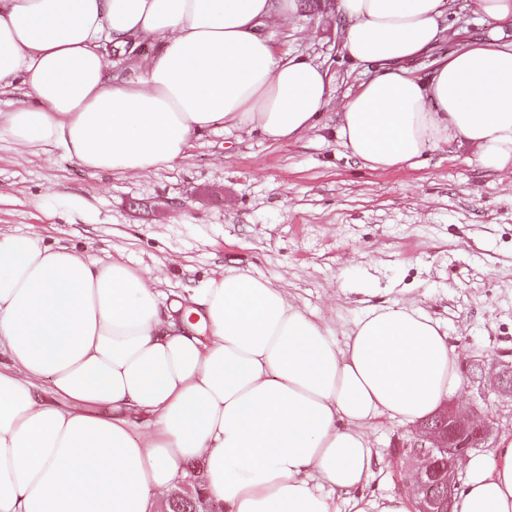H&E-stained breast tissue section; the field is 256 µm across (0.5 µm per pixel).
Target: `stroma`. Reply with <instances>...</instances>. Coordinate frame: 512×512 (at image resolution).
Returning a JSON list of instances; mask_svg holds the SVG:
<instances>
[{
  "instance_id": "stroma-1",
  "label": "stroma",
  "mask_w": 512,
  "mask_h": 512,
  "mask_svg": "<svg viewBox=\"0 0 512 512\" xmlns=\"http://www.w3.org/2000/svg\"><path fill=\"white\" fill-rule=\"evenodd\" d=\"M452 5L458 35L411 62L418 76L461 42L512 43V27L481 20L470 0ZM266 34L277 55L306 57L331 76L319 130L294 144L218 130L191 138L183 159L137 176L94 174L63 150L23 154L1 138L0 234L124 261L156 275L170 300L243 269L281 288L340 346L366 304L404 301L447 331L461 367L448 399L467 408L498 363L512 362V171L450 149L387 171L364 168L327 132L366 79L344 54L342 30L309 4ZM56 194L85 199L88 215L42 207ZM365 432L379 459L368 492L404 496L416 424L382 416Z\"/></svg>"
}]
</instances>
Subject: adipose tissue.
<instances>
[{"instance_id": "adipose-tissue-1", "label": "adipose tissue", "mask_w": 512, "mask_h": 512, "mask_svg": "<svg viewBox=\"0 0 512 512\" xmlns=\"http://www.w3.org/2000/svg\"><path fill=\"white\" fill-rule=\"evenodd\" d=\"M299 0H0V138L63 149L90 172L142 174L192 135L248 122L267 139L313 130L332 80L275 54L263 30ZM450 0H338L343 49L370 79L347 95L337 138L386 171L429 148L512 168V46L475 40L407 64L445 37ZM150 41L130 75L103 43ZM49 379L66 408L47 402ZM448 334L421 310L372 306L344 346L272 282L242 270L189 303L151 278L32 236L0 235V512H155L153 491L205 462L224 512H411L364 493L366 425L423 420L457 385ZM458 512H512V437L472 455Z\"/></svg>"}]
</instances>
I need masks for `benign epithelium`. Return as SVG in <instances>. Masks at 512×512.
<instances>
[{
	"label": "benign epithelium",
	"instance_id": "1",
	"mask_svg": "<svg viewBox=\"0 0 512 512\" xmlns=\"http://www.w3.org/2000/svg\"><path fill=\"white\" fill-rule=\"evenodd\" d=\"M492 392L512 396V363L501 362ZM491 429L479 403L467 409L442 405L419 425V433L410 441L413 456L419 461L416 478L409 494L416 503V512H454L459 490V464L473 445L488 441ZM448 457L442 459L439 453ZM445 483L448 495L440 498L430 491V484Z\"/></svg>",
	"mask_w": 512,
	"mask_h": 512
}]
</instances>
